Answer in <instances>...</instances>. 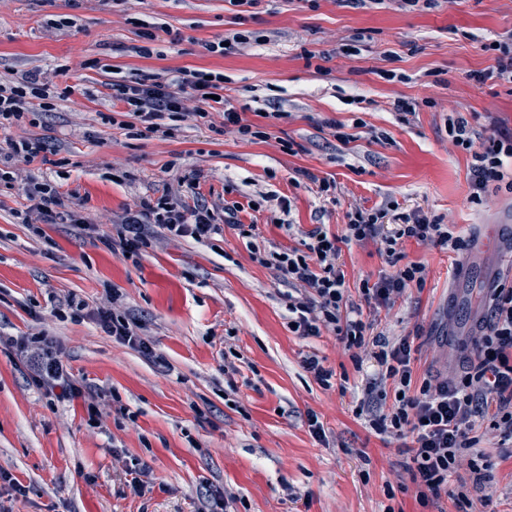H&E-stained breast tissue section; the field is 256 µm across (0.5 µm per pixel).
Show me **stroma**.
Masks as SVG:
<instances>
[{
	"label": "stroma",
	"instance_id": "stroma-1",
	"mask_svg": "<svg viewBox=\"0 0 512 512\" xmlns=\"http://www.w3.org/2000/svg\"><path fill=\"white\" fill-rule=\"evenodd\" d=\"M137 19L156 27L147 55L134 51L143 43ZM510 29L512 0L408 10L258 0L245 13L229 0H0V73L37 72L56 88L52 112L0 131V143L48 141L53 161L31 165L32 175L68 192L69 206L94 224H49L33 237L15 213L18 183H0V336L46 331L86 386L79 398L44 396L27 384L16 351L0 345V471L9 476L0 480V512H195L206 488L233 493L237 512H455V476L447 496L417 502L402 468L411 437L376 434L356 417L365 372L333 334L289 330V288L251 261L250 248L298 246L321 224L343 234L355 207L452 216L468 251L404 242L426 283L380 311L377 328L413 338L417 375L459 374L475 353L473 286L512 283V229L501 224L512 194L469 203L472 157L450 149L446 127L457 110L474 114L485 135L512 128V85L471 78L493 63L481 42ZM234 31L264 41L207 52L205 42ZM181 70L224 74L227 107L270 140L204 125L131 137L108 123L112 82ZM385 70L395 79L382 78ZM399 100L415 113H399ZM271 102L282 119L263 118ZM329 119L351 126L353 140L337 141ZM281 139L292 151L278 148ZM185 175L198 177L208 202L243 204L238 217L256 225L255 236L228 225L204 243L157 235L135 262L100 242L113 215ZM321 179L336 183L335 198L321 196ZM340 260L352 291L388 271L372 242L343 247ZM115 288L167 367L97 325L93 314ZM69 299L84 302L88 317L59 320ZM312 352L334 370L331 388L302 368ZM90 400L102 412L95 428L86 422ZM310 411L325 439L310 434ZM499 441L481 442L493 479L475 512H512V462L500 458ZM133 465L148 472L140 496L124 485ZM13 480L25 495H15Z\"/></svg>",
	"mask_w": 512,
	"mask_h": 512
}]
</instances>
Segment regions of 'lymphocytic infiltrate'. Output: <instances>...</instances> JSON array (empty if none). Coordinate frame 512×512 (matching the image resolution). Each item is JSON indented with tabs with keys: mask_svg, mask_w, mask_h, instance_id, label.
I'll return each instance as SVG.
<instances>
[{
	"mask_svg": "<svg viewBox=\"0 0 512 512\" xmlns=\"http://www.w3.org/2000/svg\"><path fill=\"white\" fill-rule=\"evenodd\" d=\"M483 51L493 53L494 67L473 72L478 84L500 82L512 85V30L497 34ZM223 74L189 71L174 76L168 83L140 81L116 83L112 98L126 107L120 126L132 131L143 128L161 131L164 115L210 126L213 132L253 140H269L268 132L249 123L239 112L224 110L221 121H214L208 105L210 97L223 89ZM51 85L31 77L16 81L0 80V130L27 122L38 123L53 108ZM194 109H187V102ZM448 142L454 149L471 154V192L469 201L481 204L490 187L512 192V129L479 136L469 118L457 113L448 121ZM26 202L25 225L37 237L44 225L54 223L65 213L77 226L86 223L78 211L66 210L65 197L58 186L46 180H31L21 188ZM240 205L219 208L199 198L195 182L179 179L176 191L152 199L144 198L126 210L113 224V233L103 235L102 243L114 255L139 257L150 245L151 228L160 229L172 239L189 238L197 242L220 234L222 224L254 232V225L242 224L237 217ZM343 235L323 228L305 234L302 247L266 251L252 247L253 262L269 269L276 280L288 283L293 294L288 298L290 321L296 336L308 338L334 332L350 352L355 365L371 363L373 371L356 407L357 415L367 417L379 435L411 436L410 461L404 469L417 489L420 504L440 498L448 489L452 474L465 469L474 491H482L492 476L477 463L482 452L475 437L477 419L489 422L490 430L512 440V285H497L488 297L487 313L475 338L476 355L465 370L452 380L426 376L415 379L412 367L413 343L409 337L391 338L375 330V318L365 315L364 305L391 309L407 288L424 287L426 267L420 262H405L401 244L413 240L464 253L468 241L456 232L453 223L418 213H389L388 209L352 208L346 214ZM371 241L391 272L377 280H362L358 291L362 302H354L346 286V275L339 262L342 245ZM123 295L113 292L106 306L97 310L101 327L117 341L150 356L157 366H165L163 356L153 354L141 336V323L120 314ZM17 350L30 358L28 382L54 395L64 387L69 396L79 397L83 385L72 380L44 333L14 337Z\"/></svg>",
	"mask_w": 512,
	"mask_h": 512,
	"instance_id": "lymphocytic-infiltrate-1",
	"label": "lymphocytic infiltrate"
}]
</instances>
